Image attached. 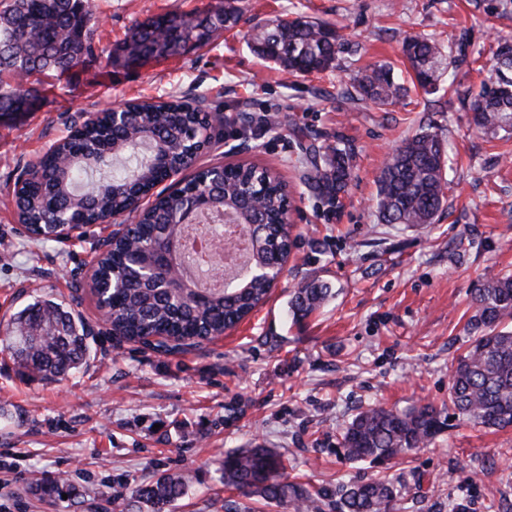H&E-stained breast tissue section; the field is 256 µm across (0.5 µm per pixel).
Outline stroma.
Here are the masks:
<instances>
[{"mask_svg":"<svg viewBox=\"0 0 512 512\" xmlns=\"http://www.w3.org/2000/svg\"><path fill=\"white\" fill-rule=\"evenodd\" d=\"M225 0H95L101 45L167 12L206 11ZM237 27L207 45L159 62L97 64L43 77L48 92L33 112L0 120V512H150L133 492L160 471L188 473L174 512H226L222 463L238 448L278 452L289 481L335 492L339 479L380 470L346 462L339 433L360 407L439 406L451 365L469 344L470 297L489 271L512 275V131L485 139L470 104L488 79L501 39L512 40V0H234ZM294 13L336 25L358 44L336 69L291 74L255 55L250 27ZM464 42L456 89L438 102L409 90L380 110L342 96L358 71L390 64L410 35ZM205 101L224 124L195 168L253 163L288 186L297 246L267 300L235 329L196 346L159 353L113 337L88 275L93 244L109 234L38 241L18 223L17 178L84 113L138 99ZM429 129L446 143L443 209L434 223L383 224L378 179L391 152ZM349 142L352 178L335 204L305 185L307 142ZM335 296L296 320L288 311L305 280ZM44 297L72 302L93 331L86 363L45 382L21 374L5 341L11 321ZM404 491L392 512H512V427L486 429L449 419L426 448L391 470ZM61 477L79 500L46 501L32 491Z\"/></svg>","mask_w":512,"mask_h":512,"instance_id":"35a3bbf8","label":"stroma"}]
</instances>
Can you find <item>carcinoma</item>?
Here are the masks:
<instances>
[{
	"mask_svg": "<svg viewBox=\"0 0 512 512\" xmlns=\"http://www.w3.org/2000/svg\"><path fill=\"white\" fill-rule=\"evenodd\" d=\"M240 16L220 7L206 12L165 13L138 22L129 37L98 52L94 0H0V116L31 112L42 84L20 80L52 73L61 76L100 60L114 65H140L168 59L190 47H203L218 33L238 25ZM254 52L293 73L325 71L348 51L338 29L298 15L276 18L252 29ZM417 86L426 94L440 90L438 78L454 63L432 36L413 35L402 43ZM406 89L390 65H380L352 80L349 101L379 107L395 104ZM126 124L114 129L108 119L85 124L55 146L51 157L32 166L31 179L16 195L20 224L38 238L50 239L62 219L88 224L135 208V203L163 181L166 172L194 162L212 139L209 112L180 100L162 105L127 104ZM472 120L489 139L512 130V54L497 47L488 81L472 103ZM353 152L336 147L322 153L314 144L302 161L311 166L309 187L334 202L352 175ZM128 161L112 174L83 187L93 168ZM446 184V157L438 133L422 130L406 138L382 170L377 213L382 224H431L441 210ZM183 191L205 204L209 219L232 213L248 236L250 267L280 263L293 240L282 223L290 205L280 179L254 165H235L224 179L200 172ZM184 199L168 195L145 209L128 235L117 239L97 267L110 290L102 307L112 335L127 341L163 335L175 346L199 344L248 317L265 301L270 284L247 276L231 278L223 288L203 292L180 272L172 275L156 265L166 252L182 268L191 253L185 249L184 226L177 223ZM333 297L317 282L297 288L289 310L307 316ZM469 327L473 341L450 370L448 399L464 424L485 428L512 427V277L485 275L471 297ZM91 330L82 316L50 298L38 299L13 318L7 346L14 361L30 375L57 381L82 365L89 354ZM441 411L433 404L387 408L369 404L340 432L339 449L353 462H369L383 470L367 481L339 485L337 512H389L401 493L386 474L394 464L426 447L443 429ZM224 486L250 499L297 501L300 512H322L325 492L311 494L288 482L280 455L268 448L236 450L224 455ZM185 473H161L136 490L152 512H173L186 494ZM40 491L48 498L72 496L59 479H48Z\"/></svg>",
	"mask_w": 512,
	"mask_h": 512,
	"instance_id": "1",
	"label": "carcinoma"
}]
</instances>
